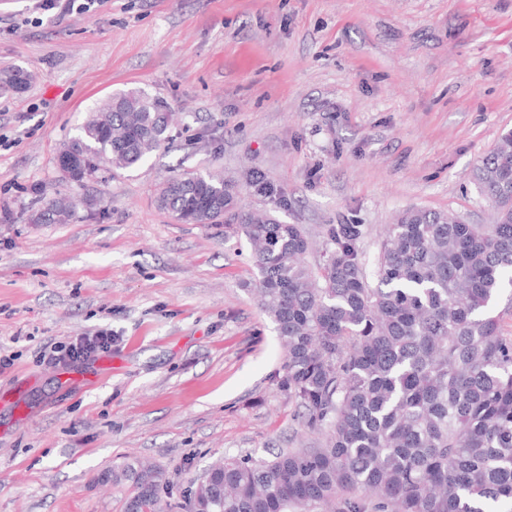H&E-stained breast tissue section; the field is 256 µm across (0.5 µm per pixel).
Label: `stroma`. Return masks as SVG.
Returning <instances> with one entry per match:
<instances>
[{
  "instance_id": "1",
  "label": "stroma",
  "mask_w": 512,
  "mask_h": 512,
  "mask_svg": "<svg viewBox=\"0 0 512 512\" xmlns=\"http://www.w3.org/2000/svg\"><path fill=\"white\" fill-rule=\"evenodd\" d=\"M10 65L33 81L0 94V512H122L130 485L100 475L134 458L185 512L211 463L322 441L272 380L285 351L245 241L161 210L169 178L212 170L272 208L246 184L256 171L315 242L362 225L372 263L405 208L495 221L471 171L512 130V0H95L66 15L0 0ZM132 88L181 112L170 144L63 179V144ZM38 191L75 197V219L30 223ZM101 328L111 351L40 364L46 341Z\"/></svg>"
}]
</instances>
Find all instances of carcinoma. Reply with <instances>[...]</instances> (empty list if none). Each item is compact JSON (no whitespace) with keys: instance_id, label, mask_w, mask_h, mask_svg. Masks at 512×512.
Listing matches in <instances>:
<instances>
[{"instance_id":"cac0c4a2","label":"carcinoma","mask_w":512,"mask_h":512,"mask_svg":"<svg viewBox=\"0 0 512 512\" xmlns=\"http://www.w3.org/2000/svg\"><path fill=\"white\" fill-rule=\"evenodd\" d=\"M21 66L0 69V93L28 89ZM175 113L141 90L113 94L58 153L81 185L112 156L130 169L169 143ZM249 185L277 190L258 173ZM497 208L493 224H467L410 207L384 230L374 269L361 224H328L325 259L299 224L240 206L236 183L212 172L173 177L157 203L184 224H223L251 249L261 309L286 349L276 385L316 448L250 454L211 464L186 512H512V336L494 313L512 288V132L472 172ZM33 224L70 221L69 196L39 198ZM131 483L124 512H163L160 467L127 461L101 473Z\"/></svg>"}]
</instances>
